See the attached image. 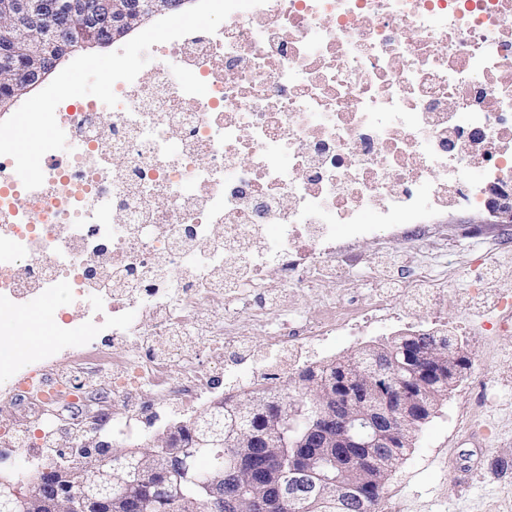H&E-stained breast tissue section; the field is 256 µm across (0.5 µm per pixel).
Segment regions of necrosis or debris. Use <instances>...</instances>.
Segmentation results:
<instances>
[{"label": "necrosis or debris", "instance_id": "obj_1", "mask_svg": "<svg viewBox=\"0 0 512 512\" xmlns=\"http://www.w3.org/2000/svg\"><path fill=\"white\" fill-rule=\"evenodd\" d=\"M154 53L150 75L115 83L117 106H57L73 148L48 155L42 186L26 189L0 156V312L64 285L68 325L73 305L100 299L82 315L84 345L0 364L12 405L0 446L32 468L57 432H82L92 371L135 405L238 388L248 338L287 290L346 275L337 225L358 234L369 211L420 227L485 204L486 184L512 187V0H266ZM384 286L345 317L330 301L266 341L297 363L335 329L434 310L443 289ZM403 287L398 311L389 296ZM201 339L216 350L206 364Z\"/></svg>", "mask_w": 512, "mask_h": 512}]
</instances>
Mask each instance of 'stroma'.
Returning a JSON list of instances; mask_svg holds the SVG:
<instances>
[{"mask_svg": "<svg viewBox=\"0 0 512 512\" xmlns=\"http://www.w3.org/2000/svg\"><path fill=\"white\" fill-rule=\"evenodd\" d=\"M487 218L482 207L449 210L419 235L398 228L371 231L346 245L359 260L353 273L323 289L322 295L336 296L348 306L361 305L379 291L376 273L383 256L392 252L411 256L410 263L396 267V276H450L438 297L439 312L421 313L361 336L333 337L328 348L311 350L308 365L349 356L374 340L434 327L447 328L465 341L472 360L464 378L419 427L410 449L394 466L381 512H512V332L500 330V309L473 312L468 282L452 276L472 256L498 258L496 274L482 286L490 297L512 298V252L501 244L506 227ZM322 295L289 290L280 312L271 313L269 320L277 322L280 314L289 312L318 319Z\"/></svg>", "mask_w": 512, "mask_h": 512, "instance_id": "obj_1", "label": "stroma"}]
</instances>
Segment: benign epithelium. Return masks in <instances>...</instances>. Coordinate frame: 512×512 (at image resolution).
Returning <instances> with one entry per match:
<instances>
[{
  "label": "benign epithelium",
  "instance_id": "1",
  "mask_svg": "<svg viewBox=\"0 0 512 512\" xmlns=\"http://www.w3.org/2000/svg\"><path fill=\"white\" fill-rule=\"evenodd\" d=\"M187 3V0H0V38L13 33L26 37L21 47L4 46L0 53L10 57L3 81L11 94L5 104L29 92L36 80H44L60 59L59 47L64 34L82 31L94 43L115 42L145 22ZM59 12L65 28L49 27L45 20ZM486 210L496 224H512V189H489ZM422 358L448 368L451 385H456L468 370L470 356L451 336H432L422 348ZM345 379L320 386L316 394L295 410L299 425L288 424L295 435L272 442L266 435L252 437L251 454H260L272 465L270 449H293L291 472L301 477L309 472L312 457L319 456L342 472L356 469L364 457H345L343 448H372L382 453L404 443L409 428L422 424L431 411L422 406L428 386L409 375L411 391H384L380 383L393 378L397 362L391 346L375 355L358 360L342 358ZM233 448L239 446L236 429H224V399L212 402L203 413L188 423L168 427L146 444L162 448L163 473L176 480L188 468L190 448ZM86 449L84 465L45 469L17 482L0 477V512H149L146 503L126 493L115 494L113 474L118 472L116 458L136 454L143 448H113L90 438L79 444ZM232 460L221 476L199 483L201 501L210 512H275L282 506L281 483L265 486L263 493L246 504L235 490L243 470V460Z\"/></svg>",
  "mask_w": 512,
  "mask_h": 512
}]
</instances>
